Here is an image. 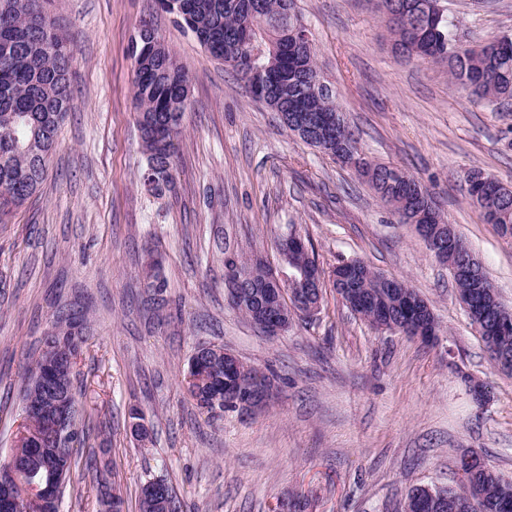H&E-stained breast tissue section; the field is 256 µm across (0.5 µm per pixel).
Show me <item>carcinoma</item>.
I'll return each mask as SVG.
<instances>
[{
	"label": "carcinoma",
	"mask_w": 512,
	"mask_h": 512,
	"mask_svg": "<svg viewBox=\"0 0 512 512\" xmlns=\"http://www.w3.org/2000/svg\"><path fill=\"white\" fill-rule=\"evenodd\" d=\"M45 0H0V209L21 206L31 198L43 181L46 165L55 147L61 124L73 107L69 81L72 57L51 53L43 45L67 49L62 28L45 10ZM226 0H182L192 23L209 33L219 49L224 42H235L245 35L260 36L272 45L269 55L274 65L267 73L272 84L282 82L294 89L288 108L301 107L320 114L325 99L303 92V71L315 65V57L294 42L292 33L304 28L293 11L294 0H263L264 11L251 12V0H237L232 8ZM386 26L393 38L394 52L405 59L427 60L448 67L452 83L459 85L475 103L497 106L512 112V34L505 32L476 48L460 46L454 20L441 12L439 0H377ZM144 43L130 48L134 62V99L140 105L137 126L148 168L153 195L163 197L173 181L172 158L182 134L183 103L179 78L162 73L163 59L143 49ZM359 143L355 130L341 126L336 134L334 161L345 163ZM369 175L365 182L377 197L391 207L403 224H428L435 214L447 220L432 194L414 176L394 165L363 159ZM466 193L488 224H494L501 236H512V191L499 179L482 170L471 171ZM357 277L350 285L332 282L342 295L343 304L355 315L378 330L388 331L418 319L408 296L412 288H388L383 273L357 260ZM161 262L148 254L142 278L153 292V303L169 305L167 282L160 273ZM458 298L465 306L485 345L495 344L512 351V327L499 328L500 320L512 321V311L499 296L480 301L473 296L475 283L455 281ZM223 372H209L191 381L183 376L182 386L189 388L196 406L221 419L234 411L231 406L210 403L212 394L223 388ZM48 426L23 419L11 461H1L0 469L15 462L27 464L24 483L45 478V471L30 459V443L45 435ZM95 480L100 503L112 493L108 503L112 512H123L124 500L112 492V472L108 467L96 470ZM404 512H512V479L494 468L470 474L456 489L417 488L408 496Z\"/></svg>",
	"instance_id": "carcinoma-1"
}]
</instances>
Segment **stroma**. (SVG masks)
<instances>
[{
	"instance_id": "1",
	"label": "stroma",
	"mask_w": 512,
	"mask_h": 512,
	"mask_svg": "<svg viewBox=\"0 0 512 512\" xmlns=\"http://www.w3.org/2000/svg\"><path fill=\"white\" fill-rule=\"evenodd\" d=\"M470 45L512 31V0H440ZM74 50V107L43 182L0 215V460L23 419L25 368L56 315L89 341L74 390L92 416L59 512H101L88 468L108 449L126 512L164 479L194 512H403L418 487H457L477 452L512 479V375L495 368L448 269L350 169L304 144L157 0H48ZM316 62L373 160L405 169L435 196L512 309V242L466 197L481 168L512 184V112L473 103L446 66L391 51L375 0H295ZM152 21L192 78L174 183L147 192L130 40ZM297 230L324 271L359 259L405 280L431 305L439 340L372 328L332 286L318 313L263 335L224 292V254L263 253ZM173 302L150 310L148 251ZM271 368L261 414L200 411L180 380L199 345ZM490 396L477 404L470 379ZM141 408L150 439L130 434Z\"/></svg>"
}]
</instances>
